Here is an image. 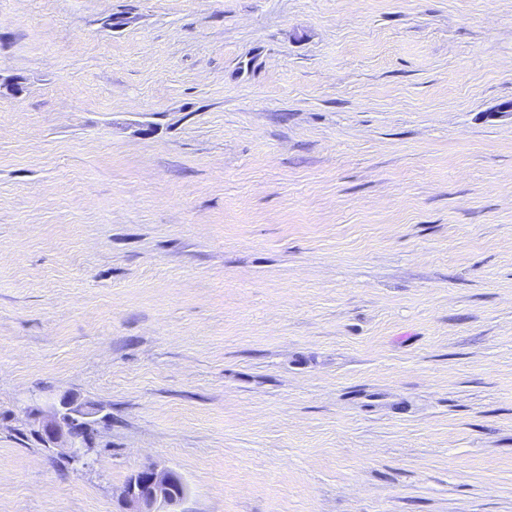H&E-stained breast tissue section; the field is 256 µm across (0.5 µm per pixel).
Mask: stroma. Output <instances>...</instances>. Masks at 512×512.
I'll return each mask as SVG.
<instances>
[{
	"instance_id": "stroma-1",
	"label": "stroma",
	"mask_w": 512,
	"mask_h": 512,
	"mask_svg": "<svg viewBox=\"0 0 512 512\" xmlns=\"http://www.w3.org/2000/svg\"><path fill=\"white\" fill-rule=\"evenodd\" d=\"M509 104L512 0H0V512H512ZM99 409L87 403L78 404L75 400L63 397L48 414L36 410L30 412L31 419L37 427L35 433L41 438L45 448H68L72 462L87 464L90 458L89 438L82 440L77 435L79 420L89 423L90 427L97 423ZM180 475L156 464L145 465L127 480L123 512H182L185 487Z\"/></svg>"
}]
</instances>
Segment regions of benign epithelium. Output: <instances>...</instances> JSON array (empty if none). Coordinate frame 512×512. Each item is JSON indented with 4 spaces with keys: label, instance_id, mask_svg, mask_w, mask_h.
I'll return each mask as SVG.
<instances>
[{
    "label": "benign epithelium",
    "instance_id": "benign-epithelium-1",
    "mask_svg": "<svg viewBox=\"0 0 512 512\" xmlns=\"http://www.w3.org/2000/svg\"><path fill=\"white\" fill-rule=\"evenodd\" d=\"M99 409L63 397L59 404L45 414L40 410L30 413L36 426L35 433L48 449L67 448L73 462L87 464L90 458L89 438L77 435L78 423L91 426L97 423ZM180 475L156 464H149L127 480L122 499L124 512H180L185 491Z\"/></svg>",
    "mask_w": 512,
    "mask_h": 512
}]
</instances>
